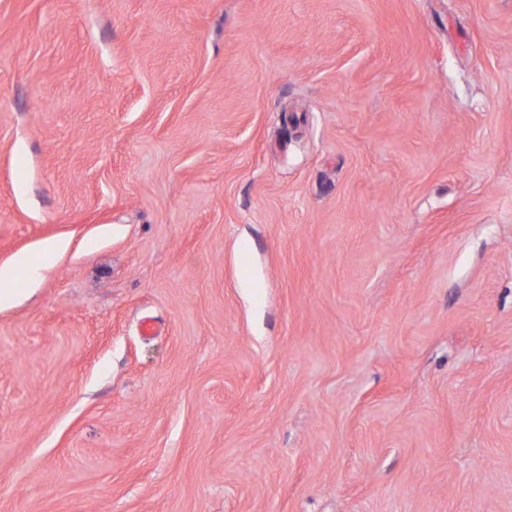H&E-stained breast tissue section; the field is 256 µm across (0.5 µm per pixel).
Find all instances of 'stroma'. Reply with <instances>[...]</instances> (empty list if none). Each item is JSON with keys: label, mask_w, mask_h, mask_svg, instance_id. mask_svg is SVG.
<instances>
[{"label": "stroma", "mask_w": 512, "mask_h": 512, "mask_svg": "<svg viewBox=\"0 0 512 512\" xmlns=\"http://www.w3.org/2000/svg\"><path fill=\"white\" fill-rule=\"evenodd\" d=\"M22 254L0 512H512V0H0Z\"/></svg>", "instance_id": "35a3bbf8"}]
</instances>
